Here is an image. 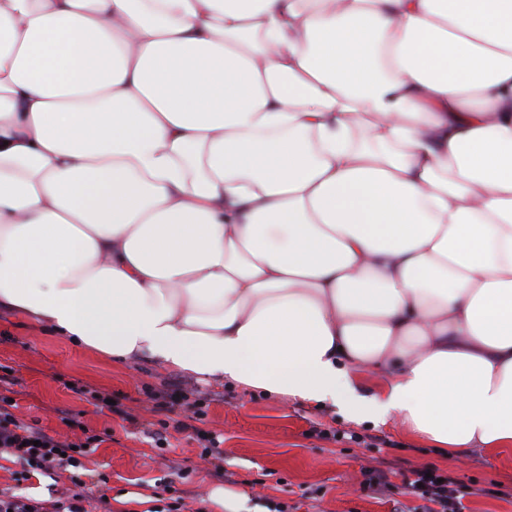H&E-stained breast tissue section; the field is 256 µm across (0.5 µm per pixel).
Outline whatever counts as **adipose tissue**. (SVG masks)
Returning a JSON list of instances; mask_svg holds the SVG:
<instances>
[{
  "label": "adipose tissue",
  "instance_id": "1",
  "mask_svg": "<svg viewBox=\"0 0 512 512\" xmlns=\"http://www.w3.org/2000/svg\"><path fill=\"white\" fill-rule=\"evenodd\" d=\"M0 309L512 453V0H0Z\"/></svg>",
  "mask_w": 512,
  "mask_h": 512
}]
</instances>
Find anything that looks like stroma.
<instances>
[{"mask_svg":"<svg viewBox=\"0 0 512 512\" xmlns=\"http://www.w3.org/2000/svg\"><path fill=\"white\" fill-rule=\"evenodd\" d=\"M0 395L48 435H69L64 420L73 417L97 436L85 481L108 512H162L171 487L202 499L206 512H225L213 498L218 489L240 495V512H269L273 502L296 512H413L418 499L378 496L364 473L387 471L398 485L409 469L429 466L455 477L465 512H512V459L494 462L473 449L447 461L397 423L358 422L327 405L202 381L146 359L116 363L17 314H0ZM191 403L201 419L191 418ZM203 434L222 440L217 464L200 457ZM69 483L68 472L48 476L0 458V490L41 501Z\"/></svg>","mask_w":512,"mask_h":512,"instance_id":"1","label":"stroma"}]
</instances>
